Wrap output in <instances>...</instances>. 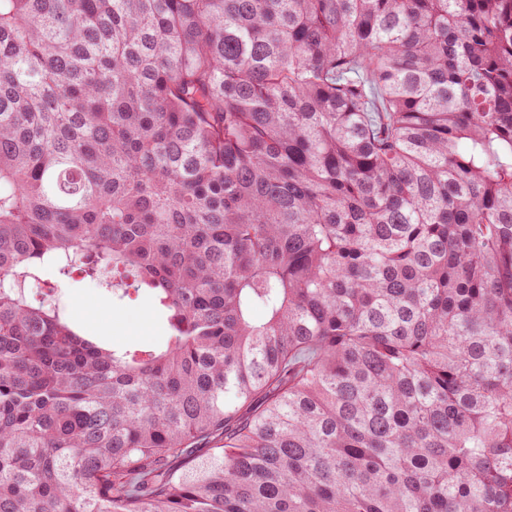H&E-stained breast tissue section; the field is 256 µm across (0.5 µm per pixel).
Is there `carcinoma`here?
<instances>
[{
  "label": "carcinoma",
  "instance_id": "1",
  "mask_svg": "<svg viewBox=\"0 0 512 512\" xmlns=\"http://www.w3.org/2000/svg\"><path fill=\"white\" fill-rule=\"evenodd\" d=\"M0 512H512V0H0ZM37 287L65 305L90 335L104 336L114 346L147 345L163 335L162 324L142 291L137 295L131 290L130 297L119 302L79 271L60 284L47 275Z\"/></svg>",
  "mask_w": 512,
  "mask_h": 512
}]
</instances>
